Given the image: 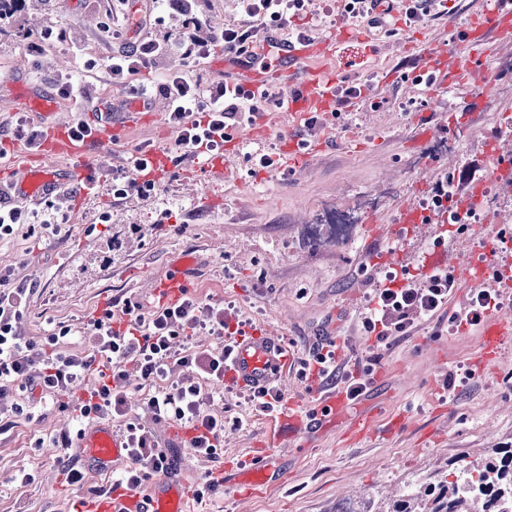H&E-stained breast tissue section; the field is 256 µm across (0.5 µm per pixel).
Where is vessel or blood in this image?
<instances>
[{
    "label": "vessel or blood",
    "mask_w": 512,
    "mask_h": 512,
    "mask_svg": "<svg viewBox=\"0 0 512 512\" xmlns=\"http://www.w3.org/2000/svg\"><path fill=\"white\" fill-rule=\"evenodd\" d=\"M489 33L499 40L512 41V7H507L504 0H483L481 7L472 12L468 24L456 30L455 41L467 53V60H459L449 51L430 54L426 68L430 79L439 85H457L471 80L478 87H489L492 73L484 64L487 54L485 36ZM337 42V36L331 35L299 46H280V55L289 60L288 65L278 70L279 78L288 86L284 109L295 120H302L314 110L327 113L334 111L335 76L316 71L296 89L292 88L291 82L295 63L314 54L324 57L334 55ZM111 140L112 125L108 122L100 125L94 139L82 143L71 141L63 128L56 127L51 130L44 148L50 155L59 151L83 158ZM81 176V170L76 168L61 170L53 165L42 164L12 173L9 183L15 198L37 199L54 193L62 184L79 180ZM423 221L439 225L444 223L445 214L437 211ZM423 221L419 220L413 203H404L394 221L393 233L401 240H408ZM454 266V275L463 286L478 285L493 289L498 286V269L494 264L473 260L462 261ZM185 287V279L176 274L156 285L151 296L158 305L170 304L180 298ZM481 336L484 349L479 363L484 366L496 358L504 339L512 336V319L490 317L481 327ZM293 361V353L287 352L278 337L256 329L237 336L228 376L240 388H259L278 378ZM78 449L81 457L102 470L126 457L123 435L114 432L110 423L105 421L94 422L84 428ZM267 481L268 464L262 456L258 457L250 470L240 475L241 484L251 494ZM183 483V478L168 477L151 483L143 492L117 489L98 500L96 508L98 512H192L190 498L181 490Z\"/></svg>",
    "instance_id": "obj_1"
}]
</instances>
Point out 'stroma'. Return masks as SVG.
I'll use <instances>...</instances> for the list:
<instances>
[{
	"instance_id": "35a3bbf8",
	"label": "stroma",
	"mask_w": 512,
	"mask_h": 512,
	"mask_svg": "<svg viewBox=\"0 0 512 512\" xmlns=\"http://www.w3.org/2000/svg\"><path fill=\"white\" fill-rule=\"evenodd\" d=\"M480 0H448L446 14L405 24L408 0H394L391 33L343 13V0H311L306 13L279 28L281 41L306 31L310 40L344 28L362 29L367 43L339 44L332 63L319 57L302 61L297 79L331 65L337 86L363 90L356 109L342 108L334 124L317 117L300 130L316 150L290 168L255 167L262 154L279 158L290 135L288 118L270 107L271 124L260 146L228 155V172L216 179L195 172L197 158L179 146L178 132L166 120L164 106L134 110L129 88L155 85L180 68L191 81H233L237 66L222 52L187 56L184 36L195 26L252 24L240 0H124L108 16L106 0H26V7L0 32V166L36 164L39 149L12 135L17 117L39 130L69 126L108 112L119 135L90 159L100 185L85 194L69 185L68 223L57 237L18 230L0 242V271L34 284L22 320L26 339L43 342L55 323L73 331L69 350L85 349L84 334L106 302L132 296L144 312L151 288L180 270L200 303L224 309L247 327H264L285 338L296 359L318 344L335 343L341 376L367 380L364 394L345 405L340 417L323 419L301 433L283 428L278 413L266 414L247 400V390L230 386L208 411L224 418V437L216 458L182 455L180 435L166 422H153L141 404L137 376H130L126 417L114 418L154 427L159 444L184 460L190 483L215 477L219 486L194 512H340L347 499L368 496L388 502L405 487L437 472H449L486 457L494 448L512 447V337L500 346L493 369L479 371V328L449 329L448 317L462 312L469 294H453L444 315L423 322L410 335L380 341L366 335L362 317L367 300L387 271L381 258L399 246L392 223L399 206L434 195L436 186L454 180L460 189L491 181L490 150H512V44L496 46L486 60L495 74L491 88L450 87L422 92L413 80L423 55L434 48L455 50L453 31L466 24ZM110 22L113 38H103L101 22ZM55 40L41 55L24 47L44 30ZM172 45V55L126 81L112 80L106 65L113 51L140 40ZM377 59L364 61L366 46ZM101 69L89 79L88 93L76 102L58 95L57 70L79 77L86 58ZM50 102L47 110L28 98ZM473 107L465 132L450 128L451 116L468 98ZM452 142L450 155L428 153L431 142ZM144 148L175 162L174 170L145 197H114L112 175L130 152ZM381 199L378 211L347 240L317 241L309 226L325 209L356 206L362 195ZM487 220L474 230L449 227L442 236L452 260L482 259L495 246L496 225L512 226V195L492 190L485 199ZM460 375L447 390L449 374ZM22 413H15V406ZM75 398L59 402L40 390L13 389L0 401V512H73L111 492L125 470L116 462L107 472L82 460L73 448H56L51 439L75 426ZM369 415L365 437L345 436L349 420ZM401 429H393L394 418ZM270 452L271 475L253 495L235 483L237 471L252 457ZM86 474L80 485L66 481L69 463ZM30 483H22L23 475Z\"/></svg>"
}]
</instances>
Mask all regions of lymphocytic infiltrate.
<instances>
[{
    "mask_svg": "<svg viewBox=\"0 0 512 512\" xmlns=\"http://www.w3.org/2000/svg\"><path fill=\"white\" fill-rule=\"evenodd\" d=\"M249 16L264 25L280 27L307 8V0H244ZM190 49L197 56L222 50L232 62L259 57L262 43L253 27L240 25L221 31L215 38L190 33ZM167 45L154 41L139 44L131 51L114 52L108 65L96 58L84 62L86 74L107 67L113 80L121 81L151 65L167 54ZM167 102V120L179 131L178 143L196 154H222L234 129L252 124L265 112L242 87L218 80L206 86L189 83L182 75L167 74L158 83ZM68 218L54 201L31 211L0 205V240L10 239L19 225L28 234L59 235ZM386 283L376 289L363 318L367 333L385 340L407 335L419 322L433 318L448 302L455 289L450 271L437 270L424 282L401 283L399 275L389 274ZM27 288L0 274V400L16 385L33 386L57 397L71 395L88 376L95 384L77 400L81 421L111 420L123 415L128 399L126 380L137 373L147 393L144 403L157 420L170 421L194 430L191 441L198 455L216 457L224 436L223 418L205 413L209 397L204 383L223 384L229 368V355L241 325L231 324L223 310L201 305L198 299L182 296L177 302L143 314L134 298L122 302L126 316L124 326L114 324L111 307H104L91 323L87 347L74 354L64 348L72 332L70 326L58 324L45 343L24 339L20 322L26 308ZM210 324L223 336L222 350L199 346L175 348V339L203 324ZM181 382H173L175 374ZM122 434L127 441L130 465L121 476L128 488H138L147 473L168 471L170 463L160 450L156 436L140 424L126 423Z\"/></svg>",
    "mask_w": 512,
    "mask_h": 512,
    "instance_id": "1",
    "label": "lymphocytic infiltrate"
}]
</instances>
